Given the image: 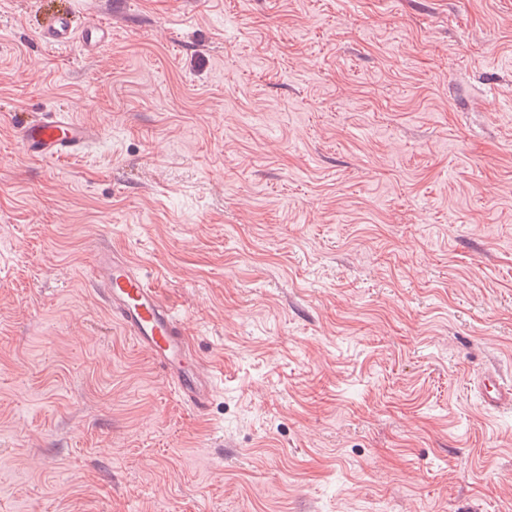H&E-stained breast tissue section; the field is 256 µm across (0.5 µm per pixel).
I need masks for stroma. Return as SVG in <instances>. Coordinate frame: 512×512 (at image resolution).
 Returning <instances> with one entry per match:
<instances>
[{
  "label": "stroma",
  "instance_id": "stroma-1",
  "mask_svg": "<svg viewBox=\"0 0 512 512\" xmlns=\"http://www.w3.org/2000/svg\"><path fill=\"white\" fill-rule=\"evenodd\" d=\"M112 42L45 48L47 13ZM100 127L62 164L18 120ZM157 281L184 406L89 283ZM512 0H0V512H512ZM481 403L485 410H508L512 408V385L501 375L484 373L477 381Z\"/></svg>",
  "mask_w": 512,
  "mask_h": 512
}]
</instances>
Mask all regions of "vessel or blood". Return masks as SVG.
Returning a JSON list of instances; mask_svg holds the SVG:
<instances>
[{"label":"vessel or blood","mask_w":512,"mask_h":512,"mask_svg":"<svg viewBox=\"0 0 512 512\" xmlns=\"http://www.w3.org/2000/svg\"><path fill=\"white\" fill-rule=\"evenodd\" d=\"M38 36L46 47L60 49L77 43L89 54L111 42L112 28L96 21L79 27L63 12L49 16ZM16 135L25 155L58 164L97 143L101 131L67 113L50 111L37 120L18 123ZM90 282L113 320L136 346L150 354L180 400L194 411H206L214 395V380L197 358L183 321L153 277L136 268L123 252L107 245L97 253ZM477 385L484 409L512 408V385L501 375L483 374Z\"/></svg>","instance_id":"b4317fda"}]
</instances>
